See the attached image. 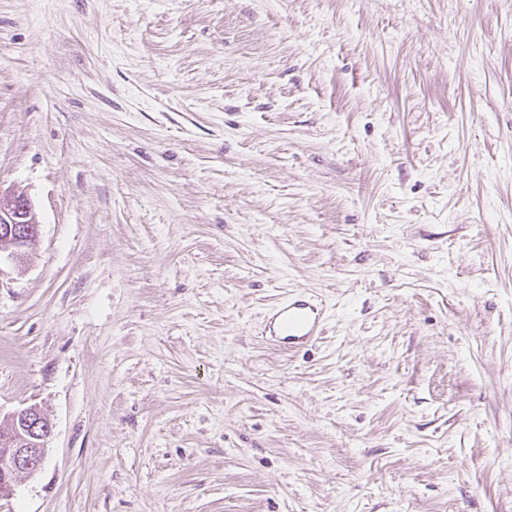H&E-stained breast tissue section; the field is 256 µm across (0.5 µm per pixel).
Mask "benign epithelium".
I'll list each match as a JSON object with an SVG mask.
<instances>
[{"instance_id":"benign-epithelium-1","label":"benign epithelium","mask_w":512,"mask_h":512,"mask_svg":"<svg viewBox=\"0 0 512 512\" xmlns=\"http://www.w3.org/2000/svg\"><path fill=\"white\" fill-rule=\"evenodd\" d=\"M40 224L29 198L0 191V261L22 262L37 245ZM13 429L0 438V498L10 496L19 472H37L44 464L53 425L35 405L9 415Z\"/></svg>"}]
</instances>
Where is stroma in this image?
Returning a JSON list of instances; mask_svg holds the SVG:
<instances>
[{
	"label": "stroma",
	"instance_id": "stroma-1",
	"mask_svg": "<svg viewBox=\"0 0 512 512\" xmlns=\"http://www.w3.org/2000/svg\"><path fill=\"white\" fill-rule=\"evenodd\" d=\"M0 189V512H512V0H0ZM40 224L29 198L0 189V263H21L37 245ZM323 306L302 292L290 294L266 315L261 335L273 344L295 352L323 334ZM9 419L13 429L4 430L10 432L0 438L1 499L13 493L18 472L33 474L41 468L53 434V425L35 405L12 412Z\"/></svg>",
	"mask_w": 512,
	"mask_h": 512
}]
</instances>
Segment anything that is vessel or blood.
Here are the masks:
<instances>
[{
  "mask_svg": "<svg viewBox=\"0 0 512 512\" xmlns=\"http://www.w3.org/2000/svg\"><path fill=\"white\" fill-rule=\"evenodd\" d=\"M324 325L325 312L321 304L298 292L269 310L261 334L273 344L295 352L321 336Z\"/></svg>",
  "mask_w": 512,
  "mask_h": 512,
  "instance_id": "b4317fda",
  "label": "vessel or blood"
}]
</instances>
